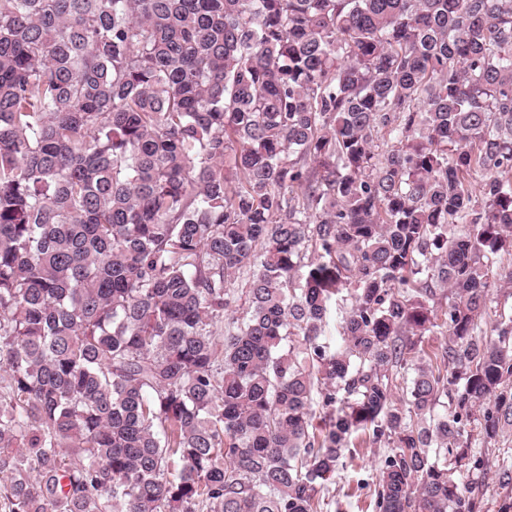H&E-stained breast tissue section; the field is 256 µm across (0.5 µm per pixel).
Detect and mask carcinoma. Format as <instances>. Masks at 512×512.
I'll return each instance as SVG.
<instances>
[{
    "label": "carcinoma",
    "instance_id": "cac0c4a2",
    "mask_svg": "<svg viewBox=\"0 0 512 512\" xmlns=\"http://www.w3.org/2000/svg\"><path fill=\"white\" fill-rule=\"evenodd\" d=\"M511 172L512 0H0V506L481 512ZM491 302L488 304V314L482 320V327L490 329L492 323L499 319V314H505L506 317L512 315V296L504 291L492 290ZM354 443L336 474V484L324 494L327 504L322 512H376V468L386 449L372 447L364 436Z\"/></svg>",
    "mask_w": 512,
    "mask_h": 512
}]
</instances>
